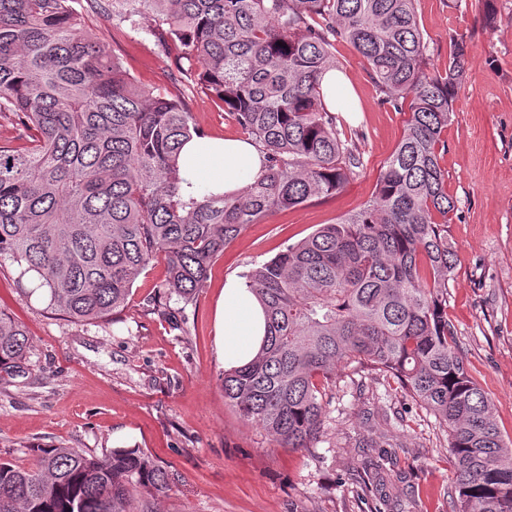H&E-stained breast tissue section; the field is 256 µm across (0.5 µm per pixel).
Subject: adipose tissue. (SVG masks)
Here are the masks:
<instances>
[{"label": "adipose tissue", "mask_w": 512, "mask_h": 512, "mask_svg": "<svg viewBox=\"0 0 512 512\" xmlns=\"http://www.w3.org/2000/svg\"><path fill=\"white\" fill-rule=\"evenodd\" d=\"M184 197L232 194L263 171V155L251 141L222 136L196 137L181 151ZM224 367L248 363L265 336L263 309L254 293L236 280L227 281L217 313Z\"/></svg>", "instance_id": "obj_1"}]
</instances>
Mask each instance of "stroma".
Here are the masks:
<instances>
[{
	"instance_id": "1",
	"label": "stroma",
	"mask_w": 512,
	"mask_h": 512,
	"mask_svg": "<svg viewBox=\"0 0 512 512\" xmlns=\"http://www.w3.org/2000/svg\"><path fill=\"white\" fill-rule=\"evenodd\" d=\"M416 10L429 70H443L451 37L467 45V76L439 160L456 204L448 215L457 255L448 322L502 434L512 439V0H417ZM85 23L103 32L139 86L185 100L206 134L241 136L220 102L170 80L174 57L158 51L150 19L118 26L89 12ZM335 55L358 98V110L342 118L362 169L336 194L249 225L214 260L192 302L170 299L172 308H184L186 331L147 306L159 293L164 261L136 280L120 320L101 325L46 313L38 296L18 291L14 267H0V308L28 327L40 369L31 382L0 376V457L26 463L33 448L61 443L98 456L115 448L150 452L170 477L156 512H373L382 496L390 512H450L448 434L393 377L339 370L311 453L278 447L224 399L216 312L225 282L245 280L287 245L357 212L408 118L382 105L349 43L337 42ZM382 442L392 458L374 494L365 483Z\"/></svg>"
}]
</instances>
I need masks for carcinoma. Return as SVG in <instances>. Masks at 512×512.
<instances>
[{
    "instance_id": "obj_1",
    "label": "carcinoma",
    "mask_w": 512,
    "mask_h": 512,
    "mask_svg": "<svg viewBox=\"0 0 512 512\" xmlns=\"http://www.w3.org/2000/svg\"><path fill=\"white\" fill-rule=\"evenodd\" d=\"M85 10L150 34L175 68L224 105L265 158L240 192L185 199L178 162L200 136L180 99L135 85ZM345 41L408 112L403 135L356 213L286 246L247 275L267 334L248 365L224 371V399L290 451L317 446L325 384L340 368L397 378L448 432L458 496L452 512H512V440L469 374L448 324V175L441 135L456 113L466 45L442 72L424 68L416 0H0V265L76 324L119 316L162 258L168 296L191 302L213 260L268 213L329 196L362 158L324 102L323 75ZM443 221H438V218ZM152 311L175 329L182 312ZM26 326L0 310V370L33 375ZM34 463L0 457V512H130L156 500L168 472L140 449L97 456L35 448Z\"/></svg>"
}]
</instances>
